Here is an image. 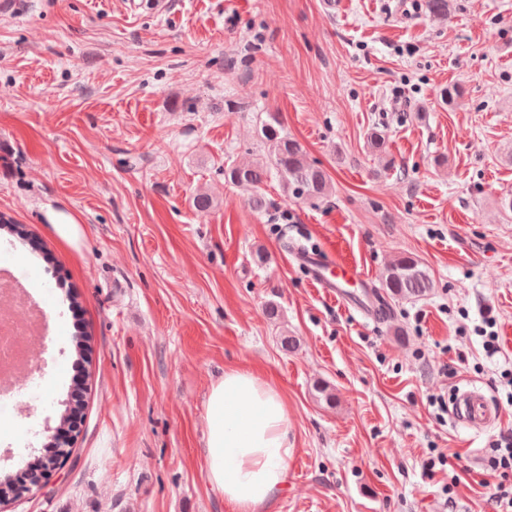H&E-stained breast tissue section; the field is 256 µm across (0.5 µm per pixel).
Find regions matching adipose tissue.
<instances>
[{
    "instance_id": "obj_1",
    "label": "adipose tissue",
    "mask_w": 512,
    "mask_h": 512,
    "mask_svg": "<svg viewBox=\"0 0 512 512\" xmlns=\"http://www.w3.org/2000/svg\"><path fill=\"white\" fill-rule=\"evenodd\" d=\"M288 407L244 369L225 372L206 399L204 459L212 488L234 512H267L288 476Z\"/></svg>"
}]
</instances>
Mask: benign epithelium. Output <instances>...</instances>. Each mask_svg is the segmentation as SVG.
Returning <instances> with one entry per match:
<instances>
[{
  "label": "benign epithelium",
  "mask_w": 512,
  "mask_h": 512,
  "mask_svg": "<svg viewBox=\"0 0 512 512\" xmlns=\"http://www.w3.org/2000/svg\"><path fill=\"white\" fill-rule=\"evenodd\" d=\"M79 431L80 421L68 406L61 414L59 424L45 430L43 450L33 460L36 469H27L26 478L22 482H17L10 476L0 480V503L22 498L40 489L50 473L59 469L64 460L70 457Z\"/></svg>",
  "instance_id": "1"
}]
</instances>
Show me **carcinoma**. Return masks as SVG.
Here are the masks:
<instances>
[{
	"label": "carcinoma",
	"instance_id": "carcinoma-1",
	"mask_svg": "<svg viewBox=\"0 0 512 512\" xmlns=\"http://www.w3.org/2000/svg\"><path fill=\"white\" fill-rule=\"evenodd\" d=\"M261 135L268 152L251 166H230L224 169V179L238 186H258L272 176L281 178L283 189L292 197L312 202L328 200L333 184L328 174L305 158L302 145L284 132L276 114H268L261 122ZM382 285L398 298L421 297L433 288L426 267L410 256L402 255L388 266Z\"/></svg>",
	"mask_w": 512,
	"mask_h": 512
}]
</instances>
